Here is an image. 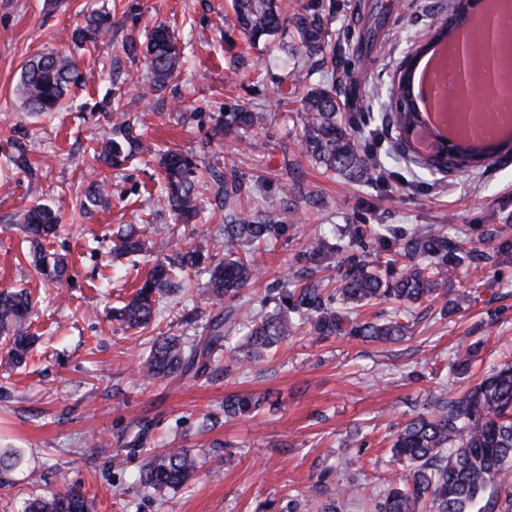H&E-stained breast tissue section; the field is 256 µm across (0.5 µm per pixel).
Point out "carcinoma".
Instances as JSON below:
<instances>
[{
    "mask_svg": "<svg viewBox=\"0 0 512 512\" xmlns=\"http://www.w3.org/2000/svg\"><path fill=\"white\" fill-rule=\"evenodd\" d=\"M238 27L244 37L255 43L263 37L275 36L293 28L298 38L294 53L303 62L336 61L328 56L332 32L325 23L321 5H304L291 15L282 13L278 0H232ZM468 19L463 0L452 6L448 19L434 28L432 36L415 55L404 63L396 88L391 94L389 122L399 132L403 149L395 151L394 160L409 162L412 147L408 135L428 138L441 154L445 145L441 135L428 129L421 116L413 90L416 64L444 40L457 33ZM112 19L98 13L85 26L73 30L78 43L97 42L111 32ZM146 60L153 75V86L163 87L181 70V54L168 28L160 25L152 30L146 45ZM83 75L69 56L56 52L36 55L22 67L20 91L30 112H53L71 87L81 85ZM336 79L311 87L301 99V133L309 155L315 162L347 180L369 179L370 170L379 162L368 156L354 127L342 120L336 97ZM261 123L257 112H226L218 119L217 128L253 127ZM473 136L460 137V143L447 159L454 165L473 167L485 160V152H497L504 145L472 144ZM142 149L140 134L126 119L112 126V138L99 152L100 160L109 166H120ZM165 182L164 202L182 222L196 216V158L172 151L159 159ZM217 194L224 208V260L214 265L206 291L213 301L239 297L243 287L256 275L254 261L240 253L244 244L268 242L278 231L283 203L267 200L261 208L244 212L239 209L241 185L235 170L216 177ZM61 217L53 207L38 203L24 213V224L35 238L47 239L56 231ZM117 251L137 253L142 244L131 232L118 235ZM209 249L202 241L187 243L174 255L156 260L147 278L117 318L129 329H144L153 321L158 303L178 291L172 280V268L192 269L207 259ZM403 256L409 262L391 274L384 275L369 266L360 254L352 255L339 279L336 292L328 294L319 284L302 289L291 308L279 310L258 323L243 325L237 321V310H220L208 325L206 334L191 347L179 336H159L152 345L143 366L145 376L165 379L174 375L199 378L209 370L213 353L225 351L231 361L238 360L228 340L242 334L243 351L260 358L287 339L303 324L316 336L346 335L363 340L397 342L407 331L400 312L388 318L366 320L357 309L373 301H395L405 307L435 300L443 295L442 312L456 311L466 300L460 292L440 293V286L452 283L462 268H480V262L491 256L478 253L443 234L415 232L405 238ZM41 274L49 280L60 278L67 269L61 258L47 260L38 253ZM32 311L30 295L24 290L0 292V339L7 346L8 357L15 365L26 363L38 337L29 332ZM478 346L458 352L451 373L458 377L471 371ZM256 402L239 396L224 399V417H234ZM393 463L407 469L399 482L382 493L366 489L351 479L340 484L330 496L318 501L317 512H344L355 502L371 501L376 512H512V360H506L467 386L455 397L440 396L432 407L398 424L390 446ZM200 461L185 448H169L147 459L140 473L141 484L151 492L178 490L192 479ZM22 512H94V501L79 490L51 493L25 501Z\"/></svg>",
    "mask_w": 512,
    "mask_h": 512,
    "instance_id": "carcinoma-1",
    "label": "carcinoma"
}]
</instances>
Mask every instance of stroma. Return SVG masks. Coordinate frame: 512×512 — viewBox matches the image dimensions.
Listing matches in <instances>:
<instances>
[{
	"mask_svg": "<svg viewBox=\"0 0 512 512\" xmlns=\"http://www.w3.org/2000/svg\"><path fill=\"white\" fill-rule=\"evenodd\" d=\"M454 0H332L335 71L345 120L359 126L368 154L385 159L398 139L385 121L403 57ZM96 10L109 12L112 32L76 45L72 31ZM231 0H0V290L27 289L34 304L30 330L39 337L26 365L14 366L0 347V448L22 455L0 473V512H19L24 499L77 489L95 512H256L267 500L316 504L321 482L350 478L383 491L395 472L389 463L394 426L436 395L455 394L482 370L512 355V262L479 273L459 271L455 288L472 297L441 316V301L414 306L401 341L349 336L326 339L298 330L264 357L231 364L216 354L198 379L153 381L141 366L153 339L204 334L219 308L201 295L207 266L188 274L190 290L160 307L141 331L124 329L112 312L145 280L159 243L205 238L222 243L223 222L214 182L198 185L199 216L183 224L158 202L162 176L155 154L193 153L203 172L235 167L250 204L290 201L270 246H251L258 275L233 305L241 321L286 308L307 283L336 279L351 254L365 252L383 271L395 249L382 246V225L408 235L436 228L465 241L484 239L494 253L512 241V151L501 150L476 169L447 173L391 163L365 182L323 172L300 136V96L287 94L294 60L292 32L248 45L233 25ZM165 25L183 59L178 79L152 87L145 36ZM71 55L85 84L56 112L27 111L20 72L33 55ZM137 119L150 150L121 167L96 161L93 149L112 136L113 105ZM264 112L252 128L215 131L224 112ZM22 143L30 167L11 162ZM104 184L103 205L79 212L81 196ZM58 208L60 231L47 252L65 255L61 281H45L32 263L23 215L34 203ZM347 224L364 230L362 244L341 242ZM144 241L139 255L112 251L118 233ZM341 242L318 258L309 240ZM481 342L467 380L448 364L458 350ZM276 398L228 419L226 396ZM144 431V450L127 443ZM185 448L200 469L178 491L159 496L139 474L147 451ZM347 471L330 472L343 457Z\"/></svg>",
	"mask_w": 512,
	"mask_h": 512,
	"instance_id": "obj_1",
	"label": "stroma"
}]
</instances>
